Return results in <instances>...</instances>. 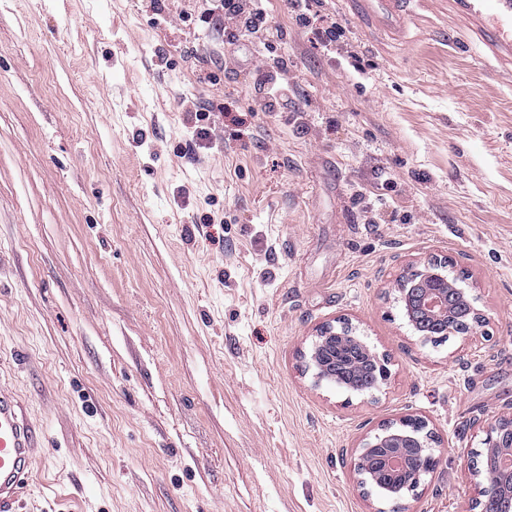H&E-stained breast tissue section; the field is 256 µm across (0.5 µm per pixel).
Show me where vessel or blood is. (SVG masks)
Instances as JSON below:
<instances>
[{"mask_svg":"<svg viewBox=\"0 0 512 512\" xmlns=\"http://www.w3.org/2000/svg\"><path fill=\"white\" fill-rule=\"evenodd\" d=\"M366 13L397 24L411 0H362ZM456 9L497 59L512 63V0H453ZM39 431L20 399L0 389V512H17L33 472Z\"/></svg>","mask_w":512,"mask_h":512,"instance_id":"obj_1","label":"vessel or blood"}]
</instances>
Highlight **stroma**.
Returning a JSON list of instances; mask_svg holds the SVG:
<instances>
[{
    "label": "stroma",
    "mask_w": 512,
    "mask_h": 512,
    "mask_svg": "<svg viewBox=\"0 0 512 512\" xmlns=\"http://www.w3.org/2000/svg\"><path fill=\"white\" fill-rule=\"evenodd\" d=\"M210 6L0 0V386L40 429L21 512H384L354 466L406 417L437 464L405 512H470L512 417V80L448 0L397 32L266 0L269 49ZM434 256L483 317L437 347L397 291ZM339 317L387 356L379 389L305 372ZM312 18L307 13H300L297 16V21L304 27H311L316 35V43L321 45L323 48H327L330 45L336 43V24L334 23H322L317 27H313Z\"/></svg>",
    "instance_id": "1"
}]
</instances>
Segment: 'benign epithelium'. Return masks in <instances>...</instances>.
Segmentation results:
<instances>
[{
    "label": "benign epithelium",
    "mask_w": 512,
    "mask_h": 512,
    "mask_svg": "<svg viewBox=\"0 0 512 512\" xmlns=\"http://www.w3.org/2000/svg\"><path fill=\"white\" fill-rule=\"evenodd\" d=\"M451 266L452 262L448 258L437 257L422 265H409L399 279L398 291L408 323L422 339L429 336L431 329L448 336H470L482 323L480 313L474 308L471 309V321L455 320L454 309L464 301L465 289L448 280V268ZM338 336L352 340V344L362 350L378 371L380 382L388 379L387 358L362 342L354 334L351 323L344 319L336 325L327 323L317 330L308 361V368L312 369L316 382H329L335 378L332 364L322 358L321 351L327 345L335 343ZM507 434L512 436V418L503 419L490 427L483 440L485 453L500 455L506 467L502 471L503 494L499 509L495 512H512V446L505 448L500 445V438ZM426 447L424 438L407 442L385 433L365 440L355 464L360 486L365 489L379 481L381 472L410 469Z\"/></svg>",
    "instance_id": "benign-epithelium-1"
}]
</instances>
